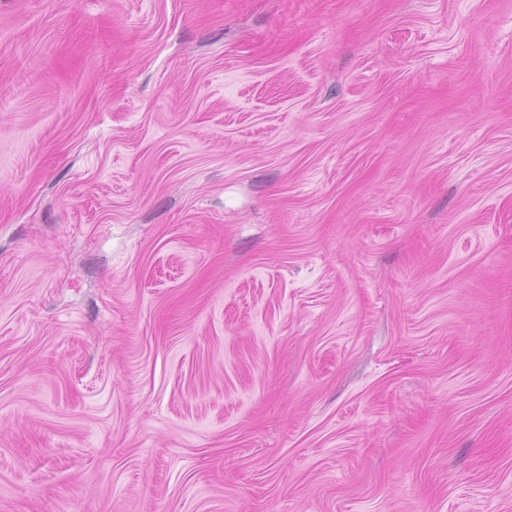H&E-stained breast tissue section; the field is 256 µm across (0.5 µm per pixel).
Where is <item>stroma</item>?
I'll use <instances>...</instances> for the list:
<instances>
[{
	"instance_id": "obj_1",
	"label": "stroma",
	"mask_w": 512,
	"mask_h": 512,
	"mask_svg": "<svg viewBox=\"0 0 512 512\" xmlns=\"http://www.w3.org/2000/svg\"><path fill=\"white\" fill-rule=\"evenodd\" d=\"M0 512H512V0H0Z\"/></svg>"
}]
</instances>
